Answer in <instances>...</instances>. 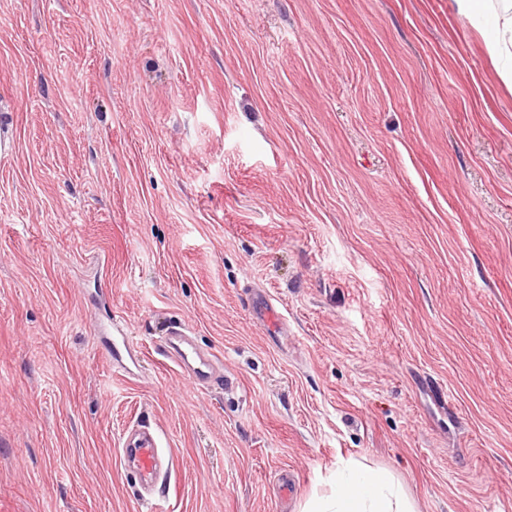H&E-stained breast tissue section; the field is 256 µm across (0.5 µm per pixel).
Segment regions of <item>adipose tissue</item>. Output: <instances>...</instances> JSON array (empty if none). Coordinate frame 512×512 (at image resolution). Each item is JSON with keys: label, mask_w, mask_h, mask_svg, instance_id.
<instances>
[{"label": "adipose tissue", "mask_w": 512, "mask_h": 512, "mask_svg": "<svg viewBox=\"0 0 512 512\" xmlns=\"http://www.w3.org/2000/svg\"><path fill=\"white\" fill-rule=\"evenodd\" d=\"M457 12L478 22L493 18L496 34L488 43L490 55L501 64L500 76L512 83V0H454ZM335 488L314 501L306 512H413L406 492L385 469L355 461L340 464L333 478Z\"/></svg>", "instance_id": "adipose-tissue-1"}]
</instances>
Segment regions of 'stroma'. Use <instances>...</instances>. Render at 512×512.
Returning a JSON list of instances; mask_svg holds the SVG:
<instances>
[{
	"label": "stroma",
	"mask_w": 512,
	"mask_h": 512,
	"mask_svg": "<svg viewBox=\"0 0 512 512\" xmlns=\"http://www.w3.org/2000/svg\"><path fill=\"white\" fill-rule=\"evenodd\" d=\"M2 125L0 512H302L349 460L512 512V89L453 0H0ZM187 327L182 324L172 325L167 330L166 346L170 359L198 385L209 388L224 383V371L209 353L199 350ZM122 457L132 462L141 481L152 479L169 468V461L166 463L161 456L157 439L149 433H138L125 442Z\"/></svg>",
	"instance_id": "1"
}]
</instances>
